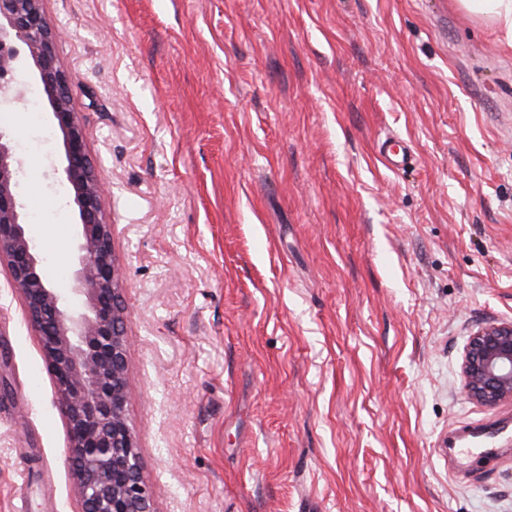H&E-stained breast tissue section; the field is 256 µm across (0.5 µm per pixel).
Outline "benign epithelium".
Wrapping results in <instances>:
<instances>
[{"label":"benign epithelium","mask_w":512,"mask_h":512,"mask_svg":"<svg viewBox=\"0 0 512 512\" xmlns=\"http://www.w3.org/2000/svg\"><path fill=\"white\" fill-rule=\"evenodd\" d=\"M45 0H0V111L29 72L44 94L61 140L54 173L68 184L76 215L75 271L71 287L51 286L44 260L29 237L16 192L22 159L0 127V262L39 336L67 432L65 465L81 512H156L143 481L137 434L127 414V317L122 271L112 224L102 209L105 183L91 163L84 129L72 106L67 71L56 55L58 31ZM26 48L19 58L17 45ZM465 389L475 400L512 401V320L478 328L465 348Z\"/></svg>","instance_id":"benign-epithelium-1"}]
</instances>
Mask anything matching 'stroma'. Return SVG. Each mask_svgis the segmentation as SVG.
Masks as SVG:
<instances>
[{
	"instance_id": "obj_1",
	"label": "stroma",
	"mask_w": 512,
	"mask_h": 512,
	"mask_svg": "<svg viewBox=\"0 0 512 512\" xmlns=\"http://www.w3.org/2000/svg\"><path fill=\"white\" fill-rule=\"evenodd\" d=\"M124 273L157 512H512V401L463 387L512 319V42L459 0H47ZM32 84L0 111L27 232L76 217ZM413 148L387 168L380 142ZM39 338L0 266V512H79ZM495 429L499 451L448 450Z\"/></svg>"
}]
</instances>
